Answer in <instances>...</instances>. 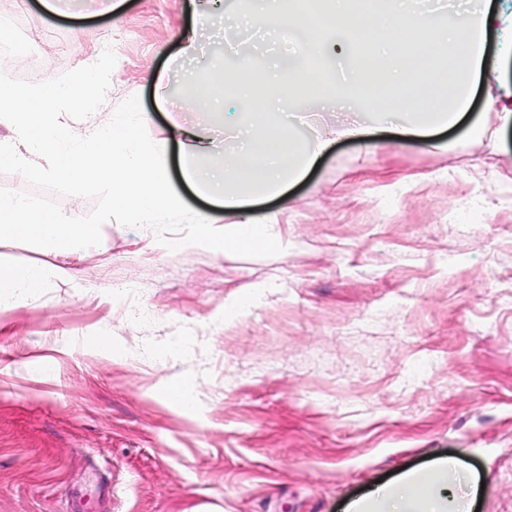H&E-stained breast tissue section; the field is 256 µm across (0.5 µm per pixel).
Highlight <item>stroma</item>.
Returning a JSON list of instances; mask_svg holds the SVG:
<instances>
[{
	"mask_svg": "<svg viewBox=\"0 0 512 512\" xmlns=\"http://www.w3.org/2000/svg\"><path fill=\"white\" fill-rule=\"evenodd\" d=\"M0 0L25 25L39 82L112 48L105 104L73 121L85 136L140 95L174 191L229 229L274 224L282 252L241 257L106 222L99 245L54 252L0 241V259L71 279L0 306V512H343L385 476L453 459L484 491L480 512H512V127L476 93L465 128L394 141L376 106L373 150L332 145L273 200L240 212L182 183L176 127L224 157L246 105L180 107L190 83L221 87L242 47L286 71V45L253 31L270 0ZM489 42L512 89V0ZM217 12L184 55L180 36ZM165 73L169 102L151 73ZM139 302L152 312L139 318ZM108 331L129 357L96 351ZM179 357L158 361L164 345ZM193 377L180 411L163 384Z\"/></svg>",
	"mask_w": 512,
	"mask_h": 512,
	"instance_id": "obj_1",
	"label": "stroma"
}]
</instances>
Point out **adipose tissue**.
Instances as JSON below:
<instances>
[{
	"instance_id": "ef3b65f1",
	"label": "adipose tissue",
	"mask_w": 512,
	"mask_h": 512,
	"mask_svg": "<svg viewBox=\"0 0 512 512\" xmlns=\"http://www.w3.org/2000/svg\"><path fill=\"white\" fill-rule=\"evenodd\" d=\"M297 11H288L283 0L273 7L288 25L303 23L309 36L301 59L280 76L250 55H242L224 84L240 96H250L261 86L282 83L298 87L302 104L319 101L339 103L360 96L377 98L385 111L405 110L398 131L427 137L467 122L471 136H482L483 121L468 120L473 92L490 86L493 75L486 67L487 41L495 16L491 0L483 7L455 14L451 23L440 25L429 11L416 10L411 0H390L379 9L376 0H298ZM341 33V52L370 48V84L359 78L331 80L321 65L319 39L325 25ZM359 122L343 123L299 145L288 128L272 125L250 133L247 144L225 149L224 161L211 166L193 164L194 156L208 153L194 131L181 129V146L188 162L181 169L183 181L198 195L227 210H240L256 196L282 192L291 181L312 168L331 140L363 135ZM42 269L0 262V304L15 302L40 288ZM471 477L453 461L410 474L398 484L375 489L351 505L350 512H467L454 488L470 483Z\"/></svg>"
}]
</instances>
